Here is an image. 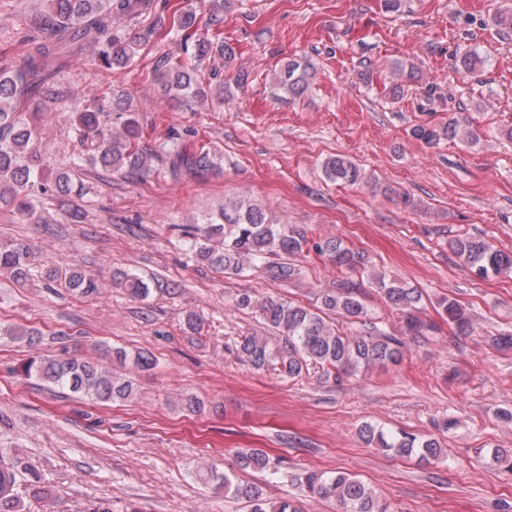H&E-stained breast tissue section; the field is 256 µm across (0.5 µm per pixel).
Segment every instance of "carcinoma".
<instances>
[{
	"mask_svg": "<svg viewBox=\"0 0 512 512\" xmlns=\"http://www.w3.org/2000/svg\"><path fill=\"white\" fill-rule=\"evenodd\" d=\"M209 22L200 26L197 9L193 5L171 8V0H41V13L35 16V27L44 35L35 53L28 55L19 69L0 68V204L7 203L21 214L34 207L35 197L50 191L64 193L70 188V175L62 173L55 180L45 179L39 157L32 148L35 128L21 116L24 104L41 92L49 62L65 53H81L91 49L98 65L106 70L120 71L130 67L140 48L151 38L149 28L133 35L119 32L115 23L124 18L151 15L161 25L181 36V50L185 57L172 62L159 61L152 71L154 82L170 100H188L197 103L226 100V83L212 86L202 79L204 64L214 57L230 66L235 48L224 39L213 38L210 27L224 23V0H203ZM483 60L471 49L457 54L455 68L473 74ZM394 83L390 87L394 98L403 96L406 89L420 84L414 64L397 61L392 66ZM316 78L314 67L304 61L285 58L276 74L275 86L288 95L300 98ZM112 111L124 117L122 131L103 132L99 129V111L81 112L73 119V133L83 140L93 133L98 138L97 153L72 162V167L99 166L104 170L122 172L130 178H141L151 170L152 162L166 158L176 172L190 168L201 173L223 171V156L208 149L190 150L177 130L165 134L157 147L140 145L141 125L131 99L120 90H112ZM410 135L429 147L443 141L474 143L478 134L468 119H450L444 123H425L411 127ZM328 180L356 185L370 182L357 163L348 156L336 154L323 163ZM195 256L202 263L238 275L255 267V262L266 261L265 270L272 280H294L301 269L286 262L303 251L308 243L307 231L296 224H280L270 220L260 205L239 198H227L224 207L208 215L202 222L182 226ZM315 249L328 256L337 270L363 272L368 266L366 256L345 246L339 239H326L314 244ZM449 249L478 276L512 273V254L496 249L491 244L471 237H457L448 243ZM35 255L30 246L21 242L0 243V271L16 281L31 276ZM46 287L60 283L81 296H96L99 286L96 278L80 267L64 272L53 268L41 274ZM375 284L387 304L399 312L403 322L400 333L387 331L368 318V311L357 294V285L346 280L337 288L326 291L321 298V312L302 305L266 296L239 295L236 306L241 310L258 308L267 325L278 332L283 344L270 345L264 336L246 335L238 342L237 354L257 372L277 370L298 378L319 368L321 375L340 380L370 364L398 363L404 357L406 337L419 336L435 329L434 324L421 317L422 295L405 283L388 281L382 274L374 276ZM113 281L136 298L149 294L148 285L141 279L119 272ZM441 315L458 334L467 335L472 329L470 312L453 298L439 302ZM331 314L349 319L362 326L357 334L348 336L325 322ZM140 372L156 367V359L149 351H141L132 360ZM19 373L35 377L46 385L66 388L74 395L98 402L125 401L135 392L131 379L117 377L112 367L96 361L83 360L76 355L64 358H31L19 366ZM359 434L368 445L393 450L401 455L416 454L423 460L437 459L441 448L434 438H422L403 432L386 433L364 424ZM240 470L256 469L276 472L280 461L257 448L240 452L236 459ZM194 478L223 489L250 503V512H298L293 502L282 499L269 502L262 489L236 480L231 473L219 474L207 466L200 467ZM293 479L308 493L336 503L338 512H393L362 480L344 471L305 470ZM28 497L54 506V492L45 484L39 471L15 455L0 454V512H24V501L19 490Z\"/></svg>",
	"mask_w": 512,
	"mask_h": 512,
	"instance_id": "1",
	"label": "carcinoma"
}]
</instances>
